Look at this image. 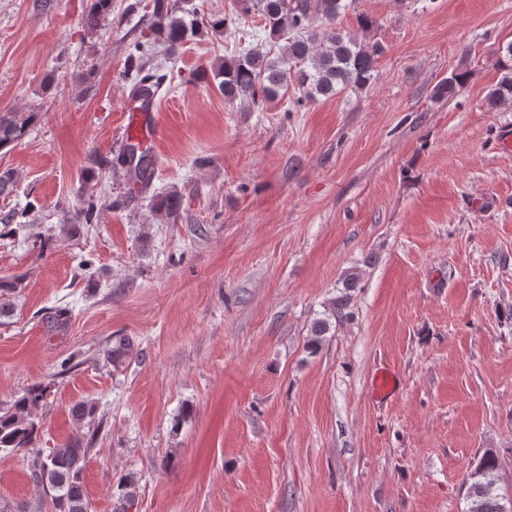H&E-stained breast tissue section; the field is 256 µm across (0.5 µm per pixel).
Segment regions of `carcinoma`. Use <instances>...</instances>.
<instances>
[{"label": "carcinoma", "instance_id": "cac0c4a2", "mask_svg": "<svg viewBox=\"0 0 512 512\" xmlns=\"http://www.w3.org/2000/svg\"><path fill=\"white\" fill-rule=\"evenodd\" d=\"M245 10H255L264 18L265 30L271 38L284 41L282 54L272 58L259 46L241 48L238 55L224 60L213 73V81L224 99L232 102L243 98L257 103L274 98L280 89L294 78L303 97L316 100L329 98L343 91H358L375 79L382 47L364 43L336 31L321 36L313 24L325 25L355 4V0H244ZM112 12V0H93L85 24L96 28ZM150 29L154 44L170 54L176 53L184 41L197 34V27L175 16V4L170 0H155L154 20ZM153 57L135 45L130 54L128 69L134 73L132 95L144 100L157 94L158 83L149 73ZM501 76L486 97L491 109L512 101V44L506 46L500 58ZM466 81V73L453 72L434 87V96L452 97ZM38 113H0V149L14 148L22 143L37 121ZM136 149L128 144L117 164L125 167L128 178L146 187L153 171L154 158L148 150L139 153L133 165L124 161L127 152ZM97 203L93 193L87 194L79 211V218L91 224L96 218ZM360 274L352 269L342 282V291L332 304V316L341 317L348 308L351 291L358 287ZM19 282L0 280V318L13 312ZM330 329L321 319L310 328L309 346L317 348ZM46 398V388L35 385L6 406H0V450L28 451L38 433L36 411ZM90 448L81 437H75L60 448L48 452H33L29 464L31 480L43 485L52 504L51 512H90L91 504L85 492L84 468ZM502 462L498 455H483L475 468L467 474L463 485L467 507L464 512H503L506 494L501 487Z\"/></svg>", "mask_w": 512, "mask_h": 512}]
</instances>
